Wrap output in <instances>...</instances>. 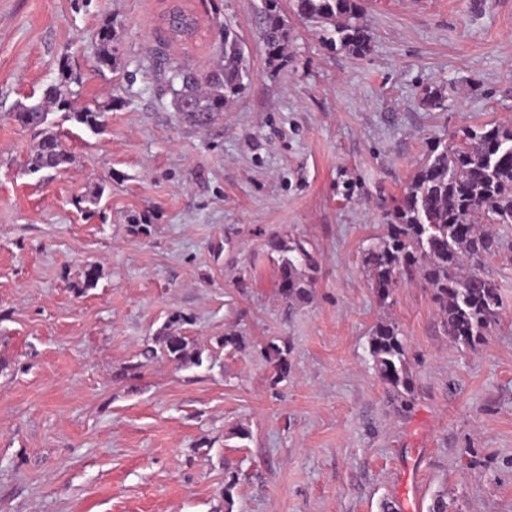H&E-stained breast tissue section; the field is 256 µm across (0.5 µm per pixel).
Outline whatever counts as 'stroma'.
<instances>
[{
  "label": "stroma",
  "mask_w": 512,
  "mask_h": 512,
  "mask_svg": "<svg viewBox=\"0 0 512 512\" xmlns=\"http://www.w3.org/2000/svg\"><path fill=\"white\" fill-rule=\"evenodd\" d=\"M181 2L200 35L172 58L207 75L227 25L251 71L205 127L152 65L170 0H0V512H432L441 491L448 512H512V229L490 264L501 324L468 349L420 278H398L383 304L362 263L434 149L512 121V0H365L360 57L282 0L292 33L275 70L261 0ZM107 23L118 51L102 72ZM66 60L82 76L74 103L112 108L97 134L62 123L73 162L31 175L36 139L13 112ZM430 88L442 107L423 104ZM96 184L89 217L74 200ZM274 236L313 252L308 299L277 294ZM176 311L202 366L125 375ZM380 321L401 334L409 396L374 367ZM228 332L245 351L224 350ZM271 340L290 348L276 385L259 352ZM116 33L110 24L104 25L98 33L97 61L99 67L114 68L116 64Z\"/></svg>",
  "instance_id": "stroma-1"
}]
</instances>
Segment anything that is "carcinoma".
<instances>
[{"label":"carcinoma","mask_w":512,"mask_h":512,"mask_svg":"<svg viewBox=\"0 0 512 512\" xmlns=\"http://www.w3.org/2000/svg\"><path fill=\"white\" fill-rule=\"evenodd\" d=\"M296 13L321 24L322 40L353 55L370 50L372 37L363 22L362 0H295ZM174 41L197 36V17L180 4H172L162 18ZM291 29L280 0H264L262 39L269 65L277 67ZM116 33L109 24L98 33L97 61L100 68L116 64ZM219 50L224 64L205 76V83L180 63L165 71L164 92L183 118L198 126L215 117L246 90L251 79L245 45L237 32L224 26ZM65 63L61 80L44 98L21 108V126L39 137L37 149L27 163L32 174L62 168L72 161L61 132L48 122L47 105L64 112V118L96 134L104 124L112 102L75 106L62 87L72 78ZM512 225V123L493 122L462 129V136L433 151L415 172L389 220L386 231L363 252V263L371 271V286L382 303L392 295L397 278L420 276L434 293L444 326L453 344L470 348L498 326L503 309L499 285L487 269L488 261L504 247L496 233H480L475 224ZM268 247L279 254L278 293L287 302L310 294L314 269L311 253L299 241L269 239ZM189 317L175 312L160 331V347L146 346L136 370L162 357L179 368L202 364L201 352L187 337L170 332V325ZM261 354L273 365L276 384L288 376V346L270 342ZM370 354L379 377L394 390L411 392L405 346L396 326L379 322L373 326Z\"/></svg>","instance_id":"carcinoma-1"}]
</instances>
